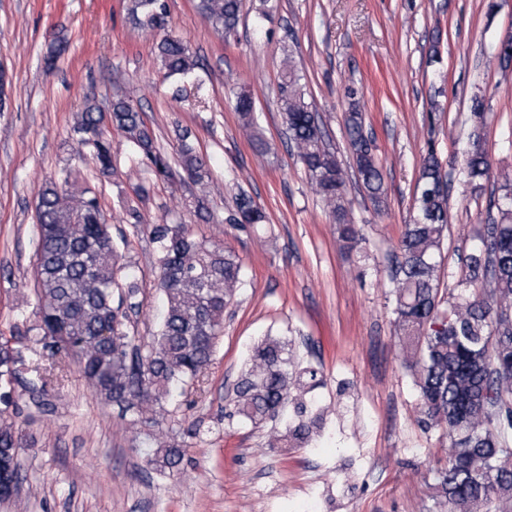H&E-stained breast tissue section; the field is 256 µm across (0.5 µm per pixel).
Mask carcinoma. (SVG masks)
Masks as SVG:
<instances>
[{
  "mask_svg": "<svg viewBox=\"0 0 512 512\" xmlns=\"http://www.w3.org/2000/svg\"><path fill=\"white\" fill-rule=\"evenodd\" d=\"M197 9L214 29L226 35L236 31L240 0H197ZM129 13L140 28L159 36L157 54L166 74L189 77L198 61L188 44L168 30L164 0H131ZM347 95L345 122L356 173L366 195L379 205L386 195L382 171L373 141L364 133L358 91L350 88ZM279 101L294 154L329 209L340 248L360 253L363 236L347 207L345 170L327 148L321 117L306 101L301 76L289 62L279 83ZM235 111L257 153L266 154L249 91L237 94ZM471 114L461 174L462 183L477 193L490 176L481 135L485 107L478 96L472 99ZM108 125L125 136L155 178L171 176L169 158L157 150L138 106L124 96L112 98L106 112L89 100L75 127L79 151H89L102 175L112 171ZM177 163L205 191L209 168L187 133L181 136ZM451 189L436 153L428 151L419 172L417 214L404 225L389 277L392 314L424 423L448 431V466L436 474L440 504L448 512H503L498 503L512 504V188L503 186L498 219L465 256L457 293L444 308L441 247ZM235 208L236 223L242 215L252 226L266 223L265 212L244 192L235 198ZM37 220L36 314L42 334L35 342L52 359L73 360L105 402L125 406L129 425L143 432L150 445L147 462L154 470L178 471L184 450L163 431L157 410L203 384L224 328V311L245 286L240 262L180 224L150 225L165 309L145 345L131 331L127 314L137 306L139 285L112 236V225L102 219L97 196L68 175L51 181L39 192ZM21 362L15 347L0 343L1 502L12 499L10 484L22 481L17 455L23 432L8 413L14 403L8 388L19 382L15 366ZM34 372L25 390L41 407L43 376L37 367ZM320 384L318 370L301 366L288 341L266 337L251 348L225 408L254 427L282 424L268 435L269 448L306 447L323 428L322 414L307 400Z\"/></svg>",
  "mask_w": 512,
  "mask_h": 512,
  "instance_id": "1",
  "label": "carcinoma"
}]
</instances>
